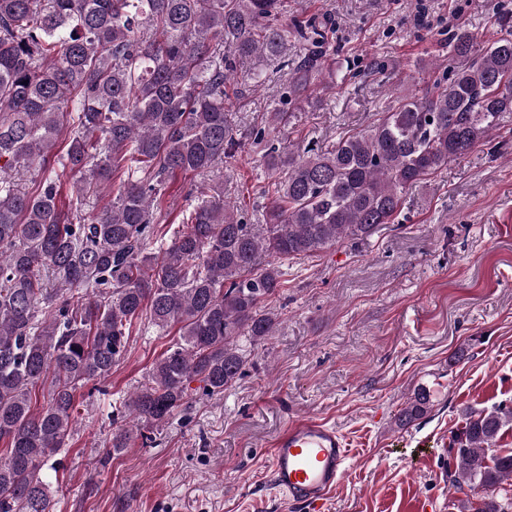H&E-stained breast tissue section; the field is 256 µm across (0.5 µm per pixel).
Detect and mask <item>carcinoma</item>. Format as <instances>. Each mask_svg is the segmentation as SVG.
I'll return each mask as SVG.
<instances>
[{
	"label": "carcinoma",
	"instance_id": "1",
	"mask_svg": "<svg viewBox=\"0 0 512 512\" xmlns=\"http://www.w3.org/2000/svg\"><path fill=\"white\" fill-rule=\"evenodd\" d=\"M279 0H0V512H52L40 471L65 446L76 393L124 357L141 318L178 339L112 417L129 447L203 395L245 376L246 338L262 345L279 316L270 306L282 267L391 224L403 194L464 159L512 123V11L480 46L450 31L442 77L404 95L368 129L324 149L268 139L314 106L328 69L315 24L279 22ZM300 45L288 57V39ZM256 56L292 67L294 111L267 113L253 130L270 181L263 224H248L224 188L191 190L182 224L157 229L154 208L176 173L204 175L235 156L226 88ZM78 173L68 206L63 176ZM35 176L33 187L23 184ZM118 182L112 203L87 202ZM51 380L45 406L32 389ZM421 387L400 410L406 426L431 410ZM512 407L467 410L452 435L448 483L481 493L476 512H512V453L496 448Z\"/></svg>",
	"mask_w": 512,
	"mask_h": 512
}]
</instances>
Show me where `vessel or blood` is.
Listing matches in <instances>:
<instances>
[{
  "label": "vessel or blood",
  "mask_w": 512,
  "mask_h": 512,
  "mask_svg": "<svg viewBox=\"0 0 512 512\" xmlns=\"http://www.w3.org/2000/svg\"><path fill=\"white\" fill-rule=\"evenodd\" d=\"M349 453L336 427L317 418H292L272 445L271 482L289 500L322 512Z\"/></svg>",
  "instance_id": "obj_1"
}]
</instances>
